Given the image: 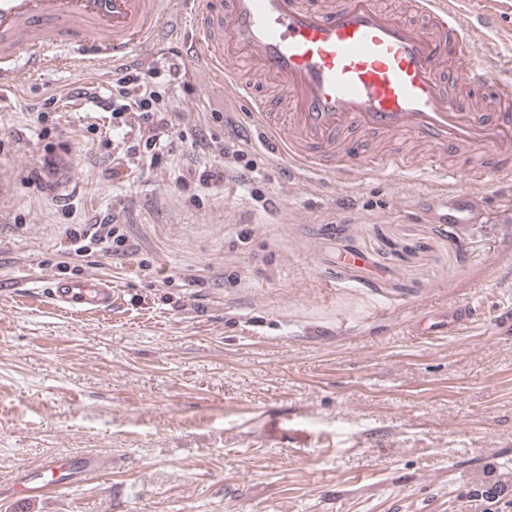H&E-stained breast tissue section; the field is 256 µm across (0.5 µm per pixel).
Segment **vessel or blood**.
<instances>
[{
  "mask_svg": "<svg viewBox=\"0 0 512 512\" xmlns=\"http://www.w3.org/2000/svg\"><path fill=\"white\" fill-rule=\"evenodd\" d=\"M418 25L381 0H342L330 10L316 0H0V92L55 66L115 73L141 62L170 16L190 7L195 38L184 44L183 65L202 64L225 84L252 126L270 137L290 167L345 179L405 169L398 153L361 160L340 152L358 131L391 139L408 134L441 150L488 152L512 181V69L496 70L483 47L495 27L491 12L466 19L458 0H409ZM66 43L75 53L50 56ZM467 54L462 75L471 88L492 87L500 102L478 111L448 81V57ZM248 64L287 95L283 121L239 79ZM478 182V170L449 172L432 182L422 199L462 198L454 213L437 216L448 229L476 223L480 199L460 188ZM55 307L110 310L111 282L96 277L59 281L49 289ZM65 458L53 456L39 468L40 484L17 481L14 492L30 499L58 490L56 475ZM110 467L97 454H84L83 479Z\"/></svg>",
  "mask_w": 512,
  "mask_h": 512,
  "instance_id": "1",
  "label": "vessel or blood"
}]
</instances>
